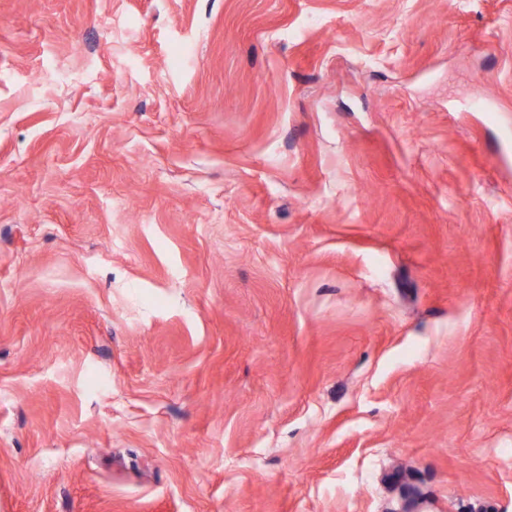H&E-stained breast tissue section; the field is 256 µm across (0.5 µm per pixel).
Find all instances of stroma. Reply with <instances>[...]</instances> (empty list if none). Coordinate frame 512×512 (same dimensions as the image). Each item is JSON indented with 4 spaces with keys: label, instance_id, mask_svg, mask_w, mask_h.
<instances>
[{
    "label": "stroma",
    "instance_id": "1",
    "mask_svg": "<svg viewBox=\"0 0 512 512\" xmlns=\"http://www.w3.org/2000/svg\"><path fill=\"white\" fill-rule=\"evenodd\" d=\"M408 499L512 512V0H0V512Z\"/></svg>",
    "mask_w": 512,
    "mask_h": 512
}]
</instances>
